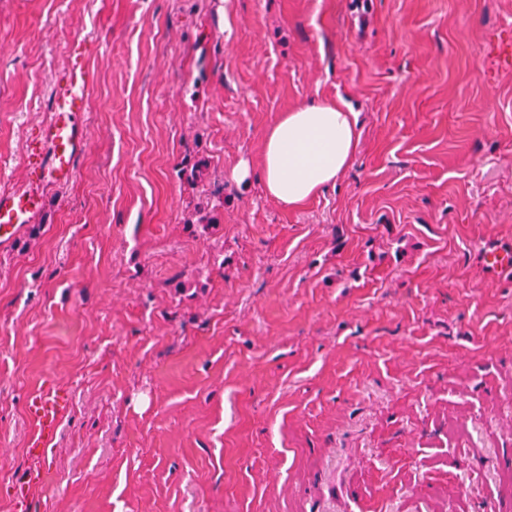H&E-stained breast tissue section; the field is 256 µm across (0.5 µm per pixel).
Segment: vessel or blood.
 Listing matches in <instances>:
<instances>
[{
    "mask_svg": "<svg viewBox=\"0 0 512 512\" xmlns=\"http://www.w3.org/2000/svg\"><path fill=\"white\" fill-rule=\"evenodd\" d=\"M91 75L84 62L72 61L65 82L52 100L49 121L42 134L32 143L29 157L38 167L36 179H26L0 194V244L15 239L25 224L40 208L46 187H62L73 178L77 162L87 148L81 116L86 111L91 90ZM28 415L34 425L30 439L34 460H43L46 446L65 415L59 396L50 390L33 395L28 402ZM42 478L40 468L14 485L12 499L19 512H24L32 489Z\"/></svg>",
    "mask_w": 512,
    "mask_h": 512,
    "instance_id": "vessel-or-blood-1",
    "label": "vessel or blood"
}]
</instances>
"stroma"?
<instances>
[{"label":"stroma","mask_w":512,"mask_h":512,"mask_svg":"<svg viewBox=\"0 0 512 512\" xmlns=\"http://www.w3.org/2000/svg\"><path fill=\"white\" fill-rule=\"evenodd\" d=\"M508 40L512 0H0V191L70 61L94 81L74 179L0 246V512L46 387L26 512H512ZM339 97L334 186L235 178ZM28 415L34 425L30 439L32 458L40 463L45 456V447L65 415V405L53 391L43 390L30 398Z\"/></svg>","instance_id":"1"}]
</instances>
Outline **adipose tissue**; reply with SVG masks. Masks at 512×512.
Returning <instances> with one entry per match:
<instances>
[{"label": "adipose tissue", "mask_w": 512, "mask_h": 512, "mask_svg": "<svg viewBox=\"0 0 512 512\" xmlns=\"http://www.w3.org/2000/svg\"><path fill=\"white\" fill-rule=\"evenodd\" d=\"M358 141V115L344 100H316L283 112L264 136L257 167L266 194L291 207L305 203L335 183Z\"/></svg>", "instance_id": "adipose-tissue-1"}]
</instances>
